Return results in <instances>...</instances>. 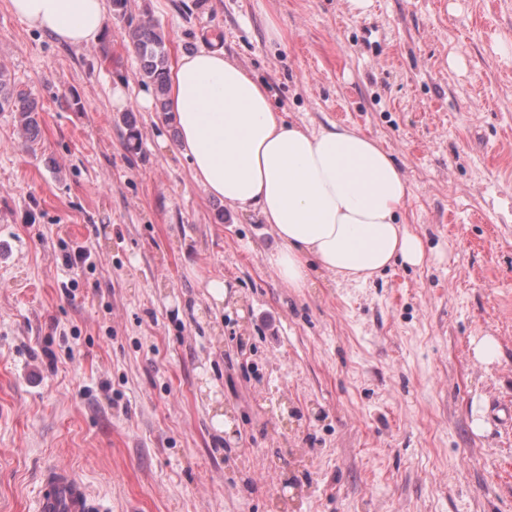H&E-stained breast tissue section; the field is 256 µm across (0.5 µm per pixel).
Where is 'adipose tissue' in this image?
I'll list each match as a JSON object with an SVG mask.
<instances>
[{
	"mask_svg": "<svg viewBox=\"0 0 512 512\" xmlns=\"http://www.w3.org/2000/svg\"><path fill=\"white\" fill-rule=\"evenodd\" d=\"M28 29L74 47L95 44L106 0H7ZM167 114L205 194L258 212L280 248L272 264L291 288L310 264L364 283L397 263L421 265V238L399 220L409 196L391 152L357 128L287 122L264 84L223 49L200 45L169 67Z\"/></svg>",
	"mask_w": 512,
	"mask_h": 512,
	"instance_id": "adipose-tissue-1",
	"label": "adipose tissue"
}]
</instances>
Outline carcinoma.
<instances>
[{"mask_svg": "<svg viewBox=\"0 0 512 512\" xmlns=\"http://www.w3.org/2000/svg\"><path fill=\"white\" fill-rule=\"evenodd\" d=\"M129 40L140 61L138 78L153 86L160 108H166L168 61L166 38L153 20H142L130 27ZM0 112H11L22 135L34 140L39 132L38 104L29 92L16 87L9 71L0 67Z\"/></svg>", "mask_w": 512, "mask_h": 512, "instance_id": "carcinoma-1", "label": "carcinoma"}]
</instances>
